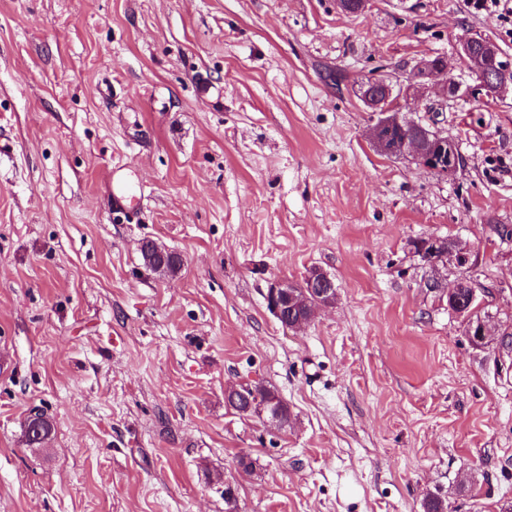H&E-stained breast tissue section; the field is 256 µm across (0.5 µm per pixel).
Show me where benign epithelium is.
I'll return each mask as SVG.
<instances>
[{"label": "benign epithelium", "mask_w": 512, "mask_h": 512, "mask_svg": "<svg viewBox=\"0 0 512 512\" xmlns=\"http://www.w3.org/2000/svg\"><path fill=\"white\" fill-rule=\"evenodd\" d=\"M458 55L471 73V82L465 85L447 76L441 67L440 57L435 55L421 58L408 73L395 81L368 76L361 82L356 96L372 113L370 141L379 153L387 157L408 155L420 168L443 179L453 175L462 163L456 142L448 138L433 119L402 118L403 108L422 98L426 89L433 90L435 99L424 104V112H440L448 106V101L459 97L480 102L512 94V58L489 37L478 31H469L458 42ZM379 82L386 89L383 98L372 92L373 85ZM424 249L432 255L430 265L433 267L447 261L467 262V254L455 244L448 245L445 238H428ZM292 287L293 282L282 279H275L268 285L265 294L267 307L279 319L286 320L295 313L290 301ZM335 297V282L328 274L320 271L309 277L305 291V301L309 302L308 316L294 322L291 327L299 328L308 323L315 309L332 304ZM476 300L475 290L467 281H459L448 290V310L464 319L470 343L481 345L489 333L486 321L477 314ZM249 408L277 425L283 423L276 400L259 405L251 403Z\"/></svg>", "instance_id": "7a95c632"}]
</instances>
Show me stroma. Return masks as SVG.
Here are the masks:
<instances>
[{
  "instance_id": "35a3bbf8",
  "label": "stroma",
  "mask_w": 512,
  "mask_h": 512,
  "mask_svg": "<svg viewBox=\"0 0 512 512\" xmlns=\"http://www.w3.org/2000/svg\"><path fill=\"white\" fill-rule=\"evenodd\" d=\"M467 28L512 55V16L473 0H0V512L512 501V97L440 113L463 156L446 180L379 154L352 93L428 54L468 82ZM429 236L468 264L429 266ZM146 239L176 276L144 268ZM314 267L335 302L283 327L269 281ZM460 280L484 345L448 310ZM254 382L287 426L225 405ZM35 409L45 448L22 441ZM140 253L144 266L158 276H174L183 265L180 254L165 248L154 240L144 241Z\"/></svg>"
}]
</instances>
